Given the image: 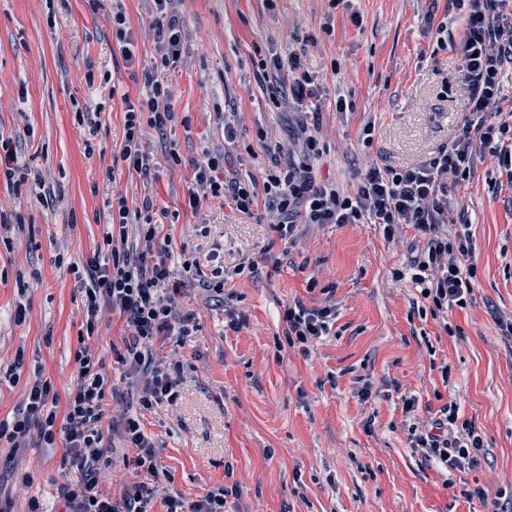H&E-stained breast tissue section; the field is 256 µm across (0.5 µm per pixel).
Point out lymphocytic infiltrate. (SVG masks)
I'll return each mask as SVG.
<instances>
[{
	"label": "lymphocytic infiltrate",
	"mask_w": 512,
	"mask_h": 512,
	"mask_svg": "<svg viewBox=\"0 0 512 512\" xmlns=\"http://www.w3.org/2000/svg\"><path fill=\"white\" fill-rule=\"evenodd\" d=\"M150 30L156 56L142 71L143 85L136 100L125 103L124 147L119 159L128 171L148 175L152 158L141 141L143 125L165 130L174 122L172 91L157 72L176 66L182 56V32L175 0H150ZM464 12L462 33L455 44L459 73L468 96V110L458 135L435 155L404 169L370 165L358 172L352 189L319 179L315 162L321 156L318 129H310L298 157L280 163L281 145L266 143L271 167L262 186L241 179L217 178L224 154H206L195 167V186L189 193L191 209L212 198L230 201L242 214L263 209L280 240L293 242L300 224H377L386 238L414 230L426 243L409 260L410 279L430 305L432 316L453 308H466L472 300V280L477 264L469 233L458 228L448 202L453 184L468 180L478 155L494 147L498 164L512 179V112L498 108L502 99L504 65L512 63V13L507 0H452ZM258 71L291 73V84L272 82L268 96L275 107L303 105L313 96V74L303 56L291 51L274 53L257 61ZM117 230H106L101 248L88 257L89 282L84 288L87 335H94L101 311L124 318L130 331L115 360L137 394L138 412H109L106 397L114 389L102 357L80 346L75 361L77 379L66 398H59L51 379L36 376L26 384L21 410L0 421V440L16 443L37 432L42 444L62 442L63 469L73 477L65 488L67 512H151L161 498L164 512H225L223 487L209 490L189 502L170 491L160 477L159 451L145 433L143 412L174 403L184 373L176 359L159 360L154 345L168 336L190 335L196 316L180 311L168 289L173 278L169 249L159 240L161 223L154 218L152 201L130 207L126 197L112 200ZM335 309L286 307L283 321L289 345L308 353L317 339L328 335ZM64 413H57V405ZM118 433L125 448L134 452L132 464L154 479L153 484L125 480L117 494L105 493L115 450L111 433ZM412 448L427 462L444 471L474 466L480 461L484 440L474 424L459 422L458 409L450 405L440 419L412 432Z\"/></svg>",
	"instance_id": "f902f5d3"
}]
</instances>
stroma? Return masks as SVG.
Masks as SVG:
<instances>
[{"label":"stroma","instance_id":"obj_1","mask_svg":"<svg viewBox=\"0 0 512 512\" xmlns=\"http://www.w3.org/2000/svg\"><path fill=\"white\" fill-rule=\"evenodd\" d=\"M120 5L136 66L150 65L146 4ZM176 10L182 57L161 74L176 118L162 132L144 126L153 167L143 177L112 164L124 141V104L112 85L134 97L142 77L104 15L89 0H0V138L25 174L17 186L0 185V213L20 218L0 230V421L21 408L34 373L58 393L72 387L85 316L74 270L101 244L113 195L133 205L148 196L164 213L172 254L188 250L204 272H222L233 295L226 304L174 278L175 301L196 312L197 326L164 343L184 364L176 404L142 418L171 489L194 501L224 487L228 512H504L512 506V335L501 327L512 319V185L492 154L450 194L469 221L477 271L472 303L444 320L418 313L414 284L396 277L424 244L413 233L391 242L375 224H313L288 246L224 200L196 212L188 204L196 163L224 147L220 108L237 115L227 169L259 184L269 158L258 130L285 144L314 119L324 132L316 173L344 188L369 161L403 168L431 157L457 135L467 108L453 80L461 14L448 0H178ZM259 47L305 55L319 117L270 107L256 77ZM340 96L350 111H337ZM270 254L277 264L266 263ZM288 304L336 309L330 335L309 354L286 340ZM234 314L244 319L236 329ZM128 334L106 311L89 341L121 405L130 395L113 350ZM19 356L24 366L10 377ZM407 397L414 412L403 407ZM449 403L481 433L486 455L442 473L412 450L410 427L432 423ZM62 455L33 437L0 446V512H28L33 500L63 512ZM464 488L483 496L466 499Z\"/></svg>","mask_w":512,"mask_h":512}]
</instances>
